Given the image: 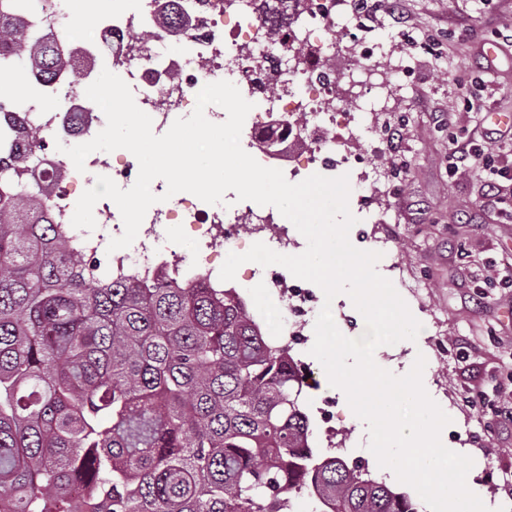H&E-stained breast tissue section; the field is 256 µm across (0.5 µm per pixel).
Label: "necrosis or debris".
I'll list each match as a JSON object with an SVG mask.
<instances>
[{
    "instance_id": "obj_1",
    "label": "necrosis or debris",
    "mask_w": 512,
    "mask_h": 512,
    "mask_svg": "<svg viewBox=\"0 0 512 512\" xmlns=\"http://www.w3.org/2000/svg\"><path fill=\"white\" fill-rule=\"evenodd\" d=\"M172 2L186 13L176 30L159 25L160 14ZM306 2L308 8L301 12L293 0H269L262 14L249 0H95L84 43L95 66L109 63L122 72L157 135L176 116H190L200 88L230 80L253 104L251 135L242 139V148L261 165L303 179L356 162L352 144L361 139L362 129L349 109L354 91L342 84L332 61L343 53L347 72L354 74L370 52L363 42L344 47L335 37L324 36L320 22L334 14L336 0ZM24 103L25 111L14 119L39 132V169L44 181L53 184L55 223H70L74 196L97 176H109L123 189L135 183L139 166L128 150L93 152L81 172L62 153V146L90 141L106 124L104 114L92 111L69 81L58 80ZM98 214L95 230L72 233L91 255L107 253L110 239L124 232L114 203H99ZM172 224L180 225L192 242L191 252L181 251L168 236ZM246 237L277 252L297 243L289 225L277 223L272 212L231 195L225 204L209 205L185 193L149 208L134 242L108 253L116 272L182 282L202 272L218 288L217 256L238 251ZM243 283L268 289L282 302L278 336L296 335L301 322L320 311L307 281L253 263Z\"/></svg>"
}]
</instances>
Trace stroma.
<instances>
[{"label":"stroma","instance_id":"stroma-1","mask_svg":"<svg viewBox=\"0 0 512 512\" xmlns=\"http://www.w3.org/2000/svg\"><path fill=\"white\" fill-rule=\"evenodd\" d=\"M406 16L393 23L390 6ZM376 16H363V38L376 54L366 65L378 92L362 101L367 125L397 128L400 142L364 166L383 165L380 185L351 170L349 208L357 222L351 243L373 250L390 240L377 269L391 280L422 329L416 341L377 348L376 363L401 376L424 355L427 393L450 416L441 432L450 450L469 456V489L489 512H512V218L487 196L482 172H454L450 134L480 138L497 161L512 158V144L492 136L491 112L512 113V0H379ZM497 56L487 60V48ZM376 221L363 223L364 208ZM314 327L292 345L310 364L307 413L316 447L323 428L350 436L343 456L365 465L371 477L397 486L368 448L367 429L344 393L330 385L310 350Z\"/></svg>","mask_w":512,"mask_h":512}]
</instances>
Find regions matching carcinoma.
<instances>
[{"mask_svg": "<svg viewBox=\"0 0 512 512\" xmlns=\"http://www.w3.org/2000/svg\"><path fill=\"white\" fill-rule=\"evenodd\" d=\"M29 0H0V76L64 74ZM36 133L0 150V512H417L312 447L308 384L232 288L114 277L29 188Z\"/></svg>", "mask_w": 512, "mask_h": 512, "instance_id": "cac0c4a2", "label": "carcinoma"}]
</instances>
